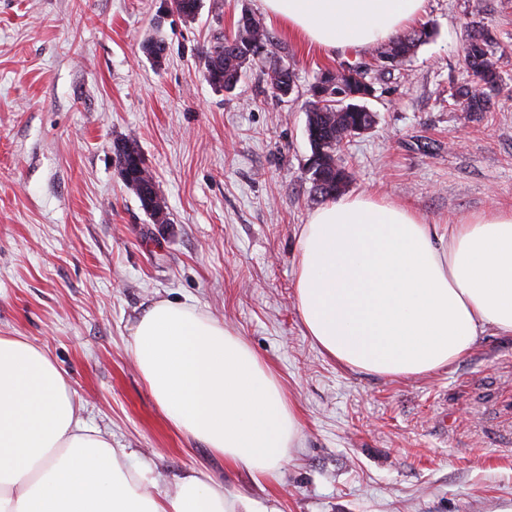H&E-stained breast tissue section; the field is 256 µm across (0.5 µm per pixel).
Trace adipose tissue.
<instances>
[{"mask_svg": "<svg viewBox=\"0 0 512 512\" xmlns=\"http://www.w3.org/2000/svg\"><path fill=\"white\" fill-rule=\"evenodd\" d=\"M263 12L333 52L387 43L426 0H260ZM295 297L304 332L355 370L409 377L462 360L487 330L512 336V208L432 224L406 203L360 192L301 228ZM131 355L176 431L226 464L275 477L299 420L254 350L195 306L154 301ZM80 418L48 354L0 336V512H254L195 471L160 486Z\"/></svg>", "mask_w": 512, "mask_h": 512, "instance_id": "adipose-tissue-1", "label": "adipose tissue"}]
</instances>
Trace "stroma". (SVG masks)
<instances>
[{
  "label": "stroma",
  "mask_w": 512,
  "mask_h": 512,
  "mask_svg": "<svg viewBox=\"0 0 512 512\" xmlns=\"http://www.w3.org/2000/svg\"><path fill=\"white\" fill-rule=\"evenodd\" d=\"M0 0V336L45 349L82 420L160 482L195 469L258 512H512V337L485 333L464 359L417 377L359 372L306 336L298 237L318 203L305 164L308 89L364 60L276 29L296 91L272 96L250 66L230 92L202 51L260 0ZM502 55L491 111L470 84L464 25ZM431 32L376 85L372 129L344 151L349 193L408 203L429 221L512 207V0H426ZM167 45L163 64L142 50ZM138 146L170 221L152 223L122 181L115 143ZM158 299L196 305L237 332L279 379L300 439L257 480L169 427L130 353Z\"/></svg>",
  "instance_id": "obj_1"
}]
</instances>
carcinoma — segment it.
<instances>
[{
  "label": "carcinoma",
  "instance_id": "obj_1",
  "mask_svg": "<svg viewBox=\"0 0 512 512\" xmlns=\"http://www.w3.org/2000/svg\"><path fill=\"white\" fill-rule=\"evenodd\" d=\"M197 0H171L172 8L186 19L198 14ZM430 37L426 28H413L393 38L388 43L370 50L372 59L381 61L392 57L401 65ZM261 43L270 49L278 46V40L258 17L250 23L236 24L234 32L216 41L202 52L207 80L219 89L235 88L244 66L251 61L250 46ZM498 43L491 33L480 26L466 27L464 65L473 77V83L454 94L463 112H488L501 82L495 55ZM391 74L379 66L368 63H352L336 70L321 72L319 80L333 84L331 93L318 90L312 94L307 111L313 142L318 151L311 176L320 186H311L314 198L328 201L341 195L350 174L343 165V151L353 138L354 130L361 124L373 122L372 115L360 107L362 97L375 90V82Z\"/></svg>",
  "mask_w": 512,
  "mask_h": 512
}]
</instances>
